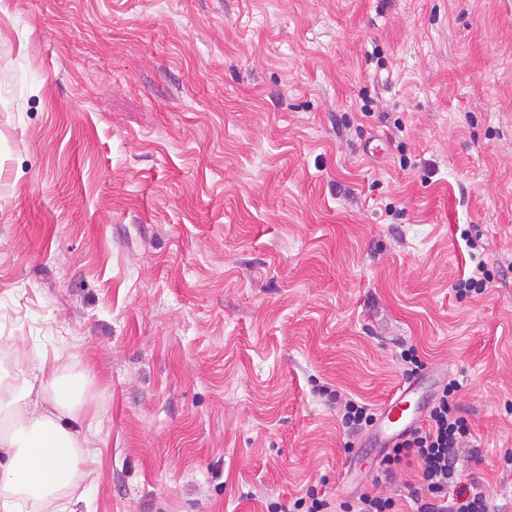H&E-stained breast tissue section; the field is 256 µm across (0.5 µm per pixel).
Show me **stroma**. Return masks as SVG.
<instances>
[{
    "label": "stroma",
    "mask_w": 512,
    "mask_h": 512,
    "mask_svg": "<svg viewBox=\"0 0 512 512\" xmlns=\"http://www.w3.org/2000/svg\"><path fill=\"white\" fill-rule=\"evenodd\" d=\"M0 336L87 373L89 512H416L331 399L409 347L512 512V0H0ZM470 258L476 262L477 256L476 254H470ZM478 275H482L483 277H478ZM455 291L460 296H466L470 292L482 293L484 288H486L485 281V262L483 260H479L475 264V268L470 276L467 278H462L454 285ZM346 512H397L393 510L394 502L391 498H382L370 492L358 495L354 504L343 503Z\"/></svg>",
    "instance_id": "obj_1"
}]
</instances>
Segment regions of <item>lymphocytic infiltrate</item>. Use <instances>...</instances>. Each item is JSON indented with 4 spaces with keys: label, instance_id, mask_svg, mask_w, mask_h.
Wrapping results in <instances>:
<instances>
[{
    "label": "lymphocytic infiltrate",
    "instance_id": "f902f5d3",
    "mask_svg": "<svg viewBox=\"0 0 512 512\" xmlns=\"http://www.w3.org/2000/svg\"><path fill=\"white\" fill-rule=\"evenodd\" d=\"M458 386L446 383L429 411L426 427L416 429L401 443L386 451L379 468L385 474L406 458H414L421 481L413 490L417 512H488L486 495L479 482H461L455 450L469 435L455 402Z\"/></svg>",
    "mask_w": 512,
    "mask_h": 512
}]
</instances>
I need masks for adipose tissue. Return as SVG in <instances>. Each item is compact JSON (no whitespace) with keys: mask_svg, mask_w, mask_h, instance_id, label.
<instances>
[{"mask_svg":"<svg viewBox=\"0 0 512 512\" xmlns=\"http://www.w3.org/2000/svg\"><path fill=\"white\" fill-rule=\"evenodd\" d=\"M22 384L0 376V412L8 431L0 433V512H23L27 500L77 512L76 490L86 476L89 439L81 424L78 388L54 382L46 397L35 382L47 372L46 360L19 366Z\"/></svg>","mask_w":512,"mask_h":512,"instance_id":"obj_1","label":"adipose tissue"}]
</instances>
